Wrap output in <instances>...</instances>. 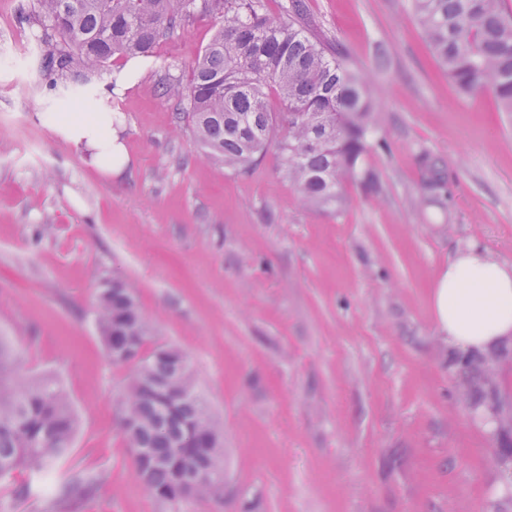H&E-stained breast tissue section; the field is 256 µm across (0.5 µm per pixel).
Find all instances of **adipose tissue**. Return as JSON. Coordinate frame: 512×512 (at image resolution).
<instances>
[{
    "mask_svg": "<svg viewBox=\"0 0 512 512\" xmlns=\"http://www.w3.org/2000/svg\"><path fill=\"white\" fill-rule=\"evenodd\" d=\"M57 130L88 148L105 175L121 172L124 150L112 136L111 116L75 119ZM430 306L436 331L459 352H488L512 343V262L474 246L458 249L432 282Z\"/></svg>",
    "mask_w": 512,
    "mask_h": 512,
    "instance_id": "ef3b65f1",
    "label": "adipose tissue"
}]
</instances>
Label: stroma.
<instances>
[{
    "instance_id": "stroma-1",
    "label": "stroma",
    "mask_w": 512,
    "mask_h": 512,
    "mask_svg": "<svg viewBox=\"0 0 512 512\" xmlns=\"http://www.w3.org/2000/svg\"><path fill=\"white\" fill-rule=\"evenodd\" d=\"M313 32L362 74L387 146L330 209L301 204L276 148L236 175L206 159L164 76L187 78L214 22L199 16L122 88L91 92L129 162L107 177L45 115L29 0H0V336L25 376L59 380L77 414L72 457L93 479L81 512H168L135 477L118 425L128 367L107 358L100 290L132 289L150 345L189 359L224 433L223 497L186 512H512V346L489 387L434 329L429 288L452 253L512 261V114L458 93L409 0H303ZM444 160L448 196L420 204L416 156ZM500 417L486 431L476 418ZM27 472L13 486L34 485ZM0 512H67L56 496Z\"/></svg>"
}]
</instances>
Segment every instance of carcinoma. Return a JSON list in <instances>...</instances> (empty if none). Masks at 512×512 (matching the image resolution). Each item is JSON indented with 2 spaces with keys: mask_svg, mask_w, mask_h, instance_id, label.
I'll return each mask as SVG.
<instances>
[{
  "mask_svg": "<svg viewBox=\"0 0 512 512\" xmlns=\"http://www.w3.org/2000/svg\"><path fill=\"white\" fill-rule=\"evenodd\" d=\"M427 42L459 93L493 96L512 113V12L503 0H412ZM196 16L215 31L190 68L187 82L166 80L207 157L235 174L247 173L274 143L285 176L305 205L338 200L341 179L374 187L364 164L376 140L373 104L361 76L311 36L303 0L278 15L263 0H31L25 17L41 29L36 72L69 106L89 101L96 78L118 59L148 58L171 33ZM275 96L281 111L274 112ZM421 200L439 201L444 162L416 157ZM97 324L106 347L137 338L116 365L132 367L123 394L120 429L138 449L134 472L154 496L182 512L193 499L220 496L224 441L186 355L173 347L146 350L148 325L124 285L98 298ZM78 419L51 377L23 379L17 354L0 338V482L18 471L45 475L67 458ZM93 482L74 471L59 488L78 505Z\"/></svg>",
  "mask_w": 512,
  "mask_h": 512,
  "instance_id": "carcinoma-1",
  "label": "carcinoma"
}]
</instances>
